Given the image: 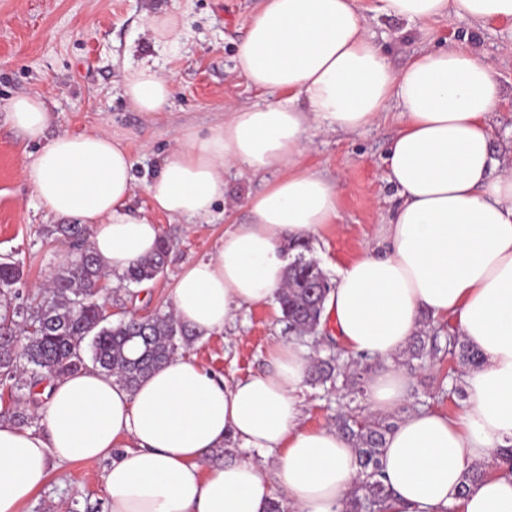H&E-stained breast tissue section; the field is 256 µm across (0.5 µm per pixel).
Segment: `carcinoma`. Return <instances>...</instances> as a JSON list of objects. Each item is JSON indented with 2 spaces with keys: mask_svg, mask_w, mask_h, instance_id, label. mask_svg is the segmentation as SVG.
I'll return each instance as SVG.
<instances>
[{
  "mask_svg": "<svg viewBox=\"0 0 512 512\" xmlns=\"http://www.w3.org/2000/svg\"><path fill=\"white\" fill-rule=\"evenodd\" d=\"M87 227L54 224L51 237L68 239L81 246L78 256L56 274L47 291L22 303L15 302L14 286L23 276L19 261L0 262V387L9 403L0 410V420L30 426L34 418L24 408L25 395L43 379H59L92 363L116 382L135 388L153 370L172 358L197 336L170 313L157 312L145 318L131 315L112 322L106 314L104 289L98 283L108 276L97 255L84 247ZM170 245L160 239L153 254L132 265L121 279L140 285L159 277L167 263ZM294 252L284 284L276 294L282 321L297 337L317 332L322 326L325 301L334 287L319 263L306 257L310 242L288 244ZM442 328L416 332L409 342L406 364L440 362L448 356L467 369H475L482 355L459 335L441 336ZM368 368L347 363L341 353L316 357L308 378L313 385L329 386L348 400L336 416V429L352 443L362 475L344 504L343 512H387L392 491L386 483L382 456L386 435L394 423L386 416L361 417L351 403L364 393Z\"/></svg>",
  "mask_w": 512,
  "mask_h": 512,
  "instance_id": "carcinoma-1",
  "label": "carcinoma"
}]
</instances>
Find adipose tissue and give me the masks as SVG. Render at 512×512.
<instances>
[{
	"mask_svg": "<svg viewBox=\"0 0 512 512\" xmlns=\"http://www.w3.org/2000/svg\"><path fill=\"white\" fill-rule=\"evenodd\" d=\"M370 14L410 26L450 14L483 24L511 19L512 0H262L236 67L277 101L230 107L203 131L179 128L140 183L121 139L104 130L48 136L46 103L20 95L7 121L38 145L22 175L49 214L92 228L95 254L119 275L155 251L153 214L209 219L227 168L267 175L247 201L248 220L175 282V318L207 336L272 299L288 241L312 239L338 217L337 183L304 161L310 126L355 133L396 104L401 128L386 164L398 202L375 246L341 270L326 312L346 354L380 360L365 383L378 416L406 398L398 358L423 317L453 321L483 355L463 379L460 413L415 410L387 435L390 512H512V473L461 487L472 466L512 446V164L494 173L489 125L500 83L463 47L429 49L394 69L367 33ZM173 93L156 65L125 73L123 94L137 111L159 114ZM139 186L149 210L129 206ZM309 367L306 353L281 343L269 370L233 384L179 354L131 391L91 366L56 380L42 430L0 422V512H22L51 466L102 461L108 512H267L277 493L291 512H342L359 467L336 428L304 427ZM230 439L278 457L212 463Z\"/></svg>",
	"mask_w": 512,
	"mask_h": 512,
	"instance_id": "ef3b65f1",
	"label": "adipose tissue"
}]
</instances>
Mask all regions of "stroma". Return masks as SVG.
Here are the masks:
<instances>
[{"label":"stroma","mask_w":512,"mask_h":512,"mask_svg":"<svg viewBox=\"0 0 512 512\" xmlns=\"http://www.w3.org/2000/svg\"><path fill=\"white\" fill-rule=\"evenodd\" d=\"M261 0H0V260L24 264L18 286L32 295L75 256L46 233L55 219L34 197L21 168L34 143L6 122L4 105L14 96L41 95L53 120L49 135L106 130L123 139L136 161L137 179L151 177L172 145L181 125L206 129L229 104L251 105L262 99L235 68V55L249 18ZM180 13L187 37L173 48L143 34L145 15L162 10ZM375 40L383 45L394 69H401L422 50L470 46L480 49L499 75L502 102L490 115L492 150L497 161L512 160V19L485 25L449 15L422 28L381 16L369 20ZM148 60L170 75L175 91L162 113L136 111L122 94L126 67ZM400 128L397 111L354 134L313 131L305 161L339 185V218L311 242V255L330 276L337 277L363 256L397 203L388 183L385 159ZM224 196L215 206L212 223L192 225L155 215L162 236L172 244L163 273L154 281L113 288L124 300L115 318L129 312L170 311L172 288L183 266L206 258L232 223L248 217L246 200L261 190V177L246 178L236 170L224 175ZM275 301L237 311L223 330L196 338L182 355L232 383L269 366V352L289 341ZM448 364L413 371L406 402L394 413L428 408L449 415L463 403L437 394ZM303 424L321 428L336 423V394L304 386ZM106 463L70 464L53 468L47 484L27 505V512H108L104 496Z\"/></svg>","instance_id":"stroma-1"}]
</instances>
